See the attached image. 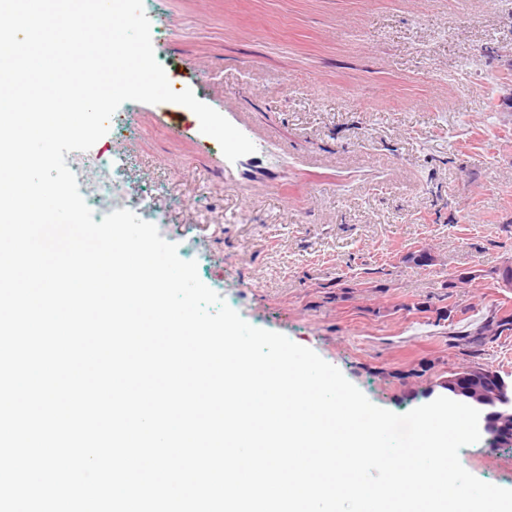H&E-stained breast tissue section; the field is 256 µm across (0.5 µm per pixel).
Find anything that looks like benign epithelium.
<instances>
[{
    "instance_id": "obj_1",
    "label": "benign epithelium",
    "mask_w": 512,
    "mask_h": 512,
    "mask_svg": "<svg viewBox=\"0 0 512 512\" xmlns=\"http://www.w3.org/2000/svg\"><path fill=\"white\" fill-rule=\"evenodd\" d=\"M446 397L480 412L487 442L512 445V383L485 368H471L441 382Z\"/></svg>"
}]
</instances>
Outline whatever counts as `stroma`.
<instances>
[{"mask_svg": "<svg viewBox=\"0 0 512 512\" xmlns=\"http://www.w3.org/2000/svg\"><path fill=\"white\" fill-rule=\"evenodd\" d=\"M171 87L261 148L228 164L176 103H123L65 159L88 207L154 224L250 325L397 414L480 366L512 381V0H143ZM428 251L429 266L407 255ZM512 489V448L460 450Z\"/></svg>", "mask_w": 512, "mask_h": 512, "instance_id": "1", "label": "stroma"}]
</instances>
